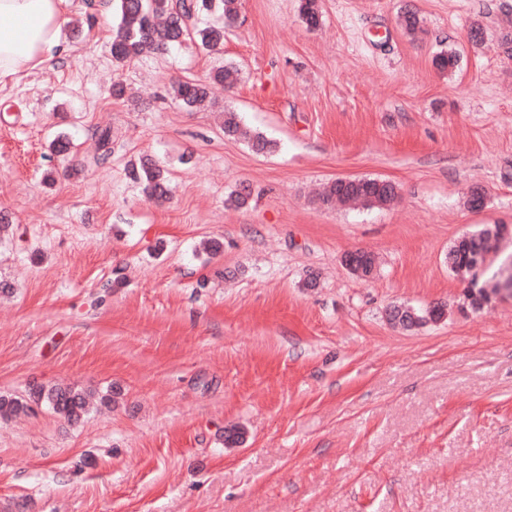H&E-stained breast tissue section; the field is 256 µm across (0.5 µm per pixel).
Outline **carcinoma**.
I'll return each instance as SVG.
<instances>
[{
  "instance_id": "obj_1",
  "label": "carcinoma",
  "mask_w": 512,
  "mask_h": 512,
  "mask_svg": "<svg viewBox=\"0 0 512 512\" xmlns=\"http://www.w3.org/2000/svg\"><path fill=\"white\" fill-rule=\"evenodd\" d=\"M119 22L112 29V62L124 66L136 59L163 53L186 39L208 53H215L224 46V35L237 22L242 0H116ZM299 15L309 29L319 27L322 19L318 0H300ZM400 26L410 35L422 31L416 12L405 10L398 17ZM240 82V70L234 65H224L212 71L206 80H178L173 84V97L184 108L192 110L210 98V86L220 83L226 89ZM224 135L244 141L257 154L275 151L277 144L263 134L246 127L238 113L224 111ZM101 153L95 163L104 165L112 155V135L107 129L99 135ZM131 178L140 184L144 197L157 204L168 199L169 178L158 162L143 159L132 166ZM397 186L385 179L361 178L356 183L343 184L332 180L318 195L319 206L334 209L336 206L359 204L367 207H386L396 201ZM508 234L504 224L481 229L463 241L455 242L448 250V267L461 278L470 276L468 265L476 252L495 253L499 243ZM344 261L362 278L370 277L376 261L373 254L364 250L348 251ZM499 282L478 283L467 294L471 308L482 307L490 301ZM401 306L390 309V321L406 330L436 323L445 316V306L409 307L400 313ZM45 406L69 424L79 422L89 413L88 394L75 386H43L29 391L28 397L0 395V418H12Z\"/></svg>"
}]
</instances>
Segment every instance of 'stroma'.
Wrapping results in <instances>:
<instances>
[{"label": "stroma", "instance_id": "35a3bbf8", "mask_svg": "<svg viewBox=\"0 0 512 512\" xmlns=\"http://www.w3.org/2000/svg\"><path fill=\"white\" fill-rule=\"evenodd\" d=\"M73 5L69 56L0 83V394L77 386L91 409L0 419V512H512V295L473 310L448 268L463 235L512 227V0H320L314 30L299 0H242L220 52L122 67L117 11ZM227 64L233 90L172 99ZM228 109L276 150L225 137ZM143 156L169 172L165 203L126 175ZM341 176L398 198L319 208ZM356 249L372 277L344 266ZM436 303L419 329L387 316ZM240 70L234 65H224L212 71L207 80H179L173 84V97L185 109L192 110L210 98L212 83H220L226 89L240 82ZM343 261L351 265L353 271L357 272L358 276L362 278L370 277L376 268L375 257L373 254L364 250L346 252Z\"/></svg>", "mask_w": 512, "mask_h": 512}]
</instances>
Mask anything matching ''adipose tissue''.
Here are the masks:
<instances>
[{
  "mask_svg": "<svg viewBox=\"0 0 512 512\" xmlns=\"http://www.w3.org/2000/svg\"><path fill=\"white\" fill-rule=\"evenodd\" d=\"M72 0H0V83L65 52Z\"/></svg>",
  "mask_w": 512,
  "mask_h": 512,
  "instance_id": "obj_1",
  "label": "adipose tissue"
}]
</instances>
